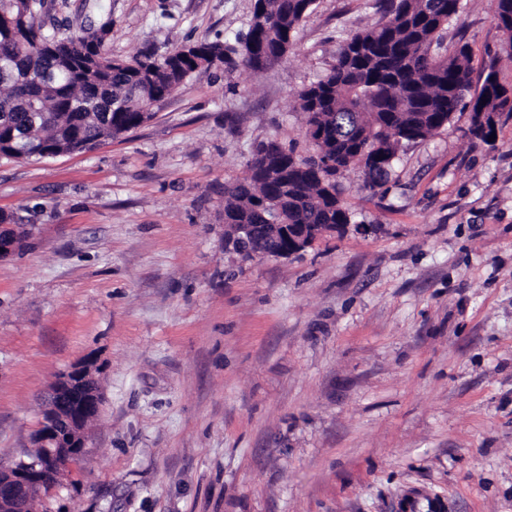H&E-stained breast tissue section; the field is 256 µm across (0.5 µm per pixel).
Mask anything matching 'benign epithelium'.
I'll return each instance as SVG.
<instances>
[{"label":"benign epithelium","instance_id":"1","mask_svg":"<svg viewBox=\"0 0 512 512\" xmlns=\"http://www.w3.org/2000/svg\"><path fill=\"white\" fill-rule=\"evenodd\" d=\"M9 152L24 155L29 151L45 156L54 150L44 143L29 142L17 145L10 140L5 143ZM11 217L0 225V259L11 255L16 242L9 230ZM238 232L249 237H258L267 242V249L250 253L258 256H275L279 245L288 242V251L282 256H292L312 246L315 239L336 231V225L325 224L316 238L308 236L305 224H284L274 217L269 224H239ZM72 379L52 388L42 421L35 433V440L41 454L29 461L20 460L10 466L0 465V512H27L29 504L42 495L47 479L59 482L63 477L60 461L64 458L77 460L85 448V434L81 425L98 417L102 406V394L98 385L91 383V377L79 365L71 370Z\"/></svg>","mask_w":512,"mask_h":512}]
</instances>
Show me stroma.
I'll return each mask as SVG.
<instances>
[{"mask_svg": "<svg viewBox=\"0 0 512 512\" xmlns=\"http://www.w3.org/2000/svg\"><path fill=\"white\" fill-rule=\"evenodd\" d=\"M468 44L512 88L495 0H461ZM253 0H48L111 20L113 57L244 30ZM382 0H316L288 58L191 75L147 124L94 149L0 158V463L25 458L50 389L95 361L85 454L44 512H512V116L469 105L402 146L353 225L290 258L224 245V186L263 142L311 154L295 97ZM369 232H361V225Z\"/></svg>", "mask_w": 512, "mask_h": 512, "instance_id": "1", "label": "stroma"}]
</instances>
